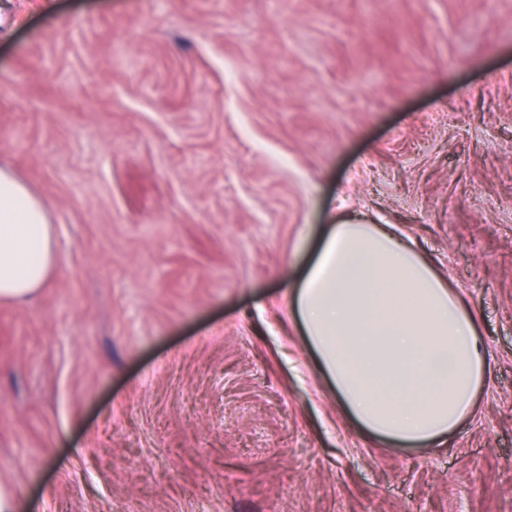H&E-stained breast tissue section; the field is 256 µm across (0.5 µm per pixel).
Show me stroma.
<instances>
[{
  "instance_id": "1",
  "label": "stroma",
  "mask_w": 512,
  "mask_h": 512,
  "mask_svg": "<svg viewBox=\"0 0 512 512\" xmlns=\"http://www.w3.org/2000/svg\"><path fill=\"white\" fill-rule=\"evenodd\" d=\"M0 167L57 246L0 300L16 512H512V0H0ZM332 217L475 316L445 445L364 431L287 316Z\"/></svg>"
}]
</instances>
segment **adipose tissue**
<instances>
[{"label": "adipose tissue", "mask_w": 512, "mask_h": 512, "mask_svg": "<svg viewBox=\"0 0 512 512\" xmlns=\"http://www.w3.org/2000/svg\"><path fill=\"white\" fill-rule=\"evenodd\" d=\"M55 259L49 212L0 169V298L21 300ZM345 410L372 435L444 442L486 380L476 320L412 242L376 224L325 225L287 292Z\"/></svg>", "instance_id": "adipose-tissue-1"}]
</instances>
